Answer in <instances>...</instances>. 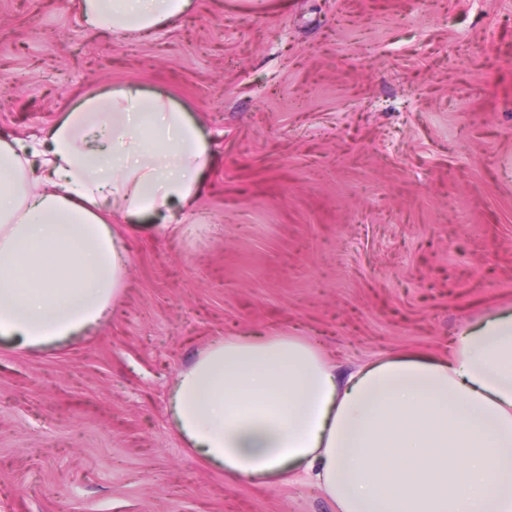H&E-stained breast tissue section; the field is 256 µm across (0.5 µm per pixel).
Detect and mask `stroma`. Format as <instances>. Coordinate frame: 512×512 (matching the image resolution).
I'll use <instances>...</instances> for the list:
<instances>
[{"mask_svg": "<svg viewBox=\"0 0 512 512\" xmlns=\"http://www.w3.org/2000/svg\"><path fill=\"white\" fill-rule=\"evenodd\" d=\"M159 32L77 0H0V137L31 145L138 84L214 154L173 235L122 227L125 292L50 351L0 343V512H336L306 481H231L175 434L210 342L308 337L341 367L441 356L512 308V0H196Z\"/></svg>", "mask_w": 512, "mask_h": 512, "instance_id": "35a3bbf8", "label": "stroma"}]
</instances>
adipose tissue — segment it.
<instances>
[{
    "instance_id": "ef3b65f1",
    "label": "adipose tissue",
    "mask_w": 512,
    "mask_h": 512,
    "mask_svg": "<svg viewBox=\"0 0 512 512\" xmlns=\"http://www.w3.org/2000/svg\"><path fill=\"white\" fill-rule=\"evenodd\" d=\"M194 0H79L91 28L139 36ZM212 152L189 111L135 85L86 98L40 145L0 140V340L45 349L118 299L128 254L108 214L189 220ZM172 425L209 466L258 484L297 476L336 512H512V311L436 357L340 375L301 336L211 343L173 384Z\"/></svg>"
}]
</instances>
